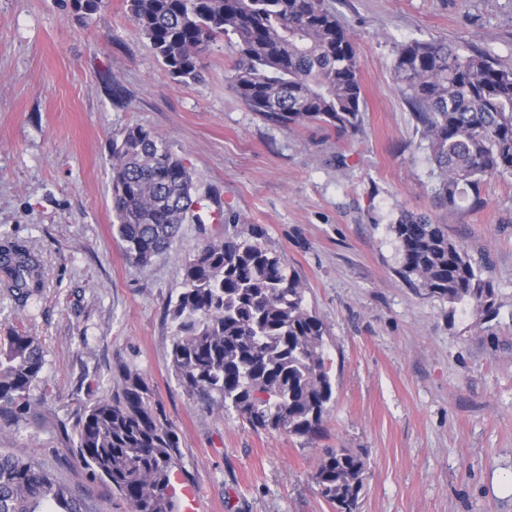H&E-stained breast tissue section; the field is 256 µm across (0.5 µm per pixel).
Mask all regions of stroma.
<instances>
[{"label":"stroma","instance_id":"obj_1","mask_svg":"<svg viewBox=\"0 0 512 512\" xmlns=\"http://www.w3.org/2000/svg\"><path fill=\"white\" fill-rule=\"evenodd\" d=\"M353 32L362 132L279 128L251 112L212 45L203 79L173 81L124 0L83 19L70 0H0V235L27 240L44 286L25 309L0 293V336L43 342L32 394L40 429L0 427V448L41 462L95 504L129 512L74 448L84 406L139 372L179 437L176 491L197 512H334L312 476L328 448L367 462L357 512H512V178L486 179L482 208H441L437 168L398 90L397 45L443 40L512 68V0H330ZM117 81L120 95L108 83ZM139 125L190 169L204 225L148 266L112 232L110 143ZM405 213L447 225L487 258L495 317L426 295L400 274L390 230ZM264 231L325 321L336 404L323 438L253 431L221 400L191 397L170 364L169 300L204 237Z\"/></svg>","mask_w":512,"mask_h":512}]
</instances>
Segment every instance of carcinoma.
I'll return each mask as SVG.
<instances>
[{"instance_id":"1","label":"carcinoma","mask_w":512,"mask_h":512,"mask_svg":"<svg viewBox=\"0 0 512 512\" xmlns=\"http://www.w3.org/2000/svg\"><path fill=\"white\" fill-rule=\"evenodd\" d=\"M129 17L178 83L202 80V57L219 39L236 47L227 80L249 110L283 128L319 122L356 133L362 124L360 62L353 35L329 0H125ZM406 101L438 169L434 194L454 210L484 205L486 178H512V69L487 50L410 39L395 66ZM112 210L127 258L145 267L168 251L182 225L203 223L189 169L171 143L141 126L112 139ZM402 275L427 294L489 319L496 291L485 266L427 214L393 226ZM207 238L188 255L184 288L167 305L171 368L201 401L219 395L255 431L315 439L336 399L324 352L327 326L305 302L298 273L260 239ZM40 256L25 240L0 238V290L25 307L43 288ZM45 366L40 339H0V423L39 428L31 388ZM77 453L130 512H175L179 437L152 391L126 370L120 391L85 407ZM366 459L327 448L313 475L336 512H355ZM0 512H96L67 482L25 454L0 448Z\"/></svg>"}]
</instances>
